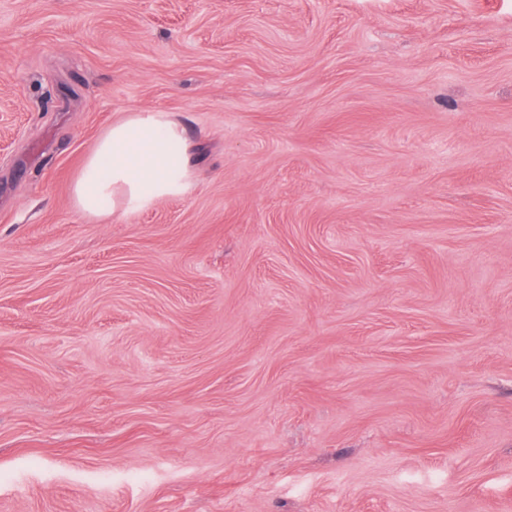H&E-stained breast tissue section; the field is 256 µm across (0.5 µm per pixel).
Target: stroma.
<instances>
[{
    "label": "stroma",
    "instance_id": "obj_1",
    "mask_svg": "<svg viewBox=\"0 0 512 512\" xmlns=\"http://www.w3.org/2000/svg\"><path fill=\"white\" fill-rule=\"evenodd\" d=\"M0 512H512V0H0ZM192 146L170 113L134 112L112 123L72 183L75 208L104 221L166 198L182 197L192 176Z\"/></svg>",
    "mask_w": 512,
    "mask_h": 512
}]
</instances>
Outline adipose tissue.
I'll return each mask as SVG.
<instances>
[{"label": "adipose tissue", "mask_w": 512, "mask_h": 512, "mask_svg": "<svg viewBox=\"0 0 512 512\" xmlns=\"http://www.w3.org/2000/svg\"><path fill=\"white\" fill-rule=\"evenodd\" d=\"M192 146L170 113L134 112L98 139L72 183L75 208L104 221L183 196L192 176Z\"/></svg>", "instance_id": "adipose-tissue-1"}]
</instances>
